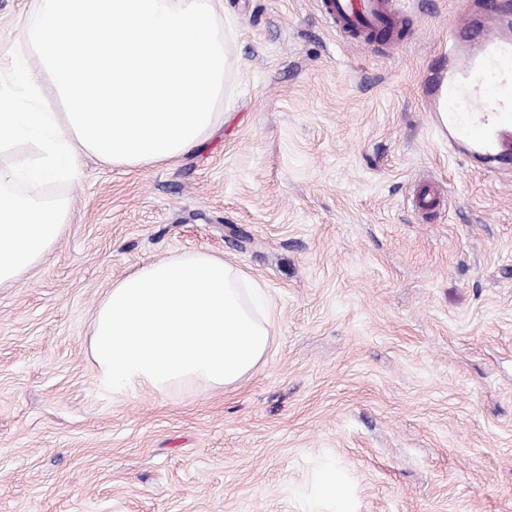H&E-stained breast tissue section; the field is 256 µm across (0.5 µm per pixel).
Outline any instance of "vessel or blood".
<instances>
[{
    "instance_id": "b4317fda",
    "label": "vessel or blood",
    "mask_w": 512,
    "mask_h": 512,
    "mask_svg": "<svg viewBox=\"0 0 512 512\" xmlns=\"http://www.w3.org/2000/svg\"><path fill=\"white\" fill-rule=\"evenodd\" d=\"M398 0H322L338 32L366 43L371 32L398 39ZM466 38L448 48V74L429 106L448 142L468 159L512 160V7L489 0L483 18L465 17Z\"/></svg>"
}]
</instances>
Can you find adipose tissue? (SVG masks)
<instances>
[{
  "label": "adipose tissue",
  "mask_w": 512,
  "mask_h": 512,
  "mask_svg": "<svg viewBox=\"0 0 512 512\" xmlns=\"http://www.w3.org/2000/svg\"><path fill=\"white\" fill-rule=\"evenodd\" d=\"M261 287L223 257L183 252L113 282L99 300L91 357L113 389L161 391L187 379L222 389L262 361Z\"/></svg>",
  "instance_id": "1"
}]
</instances>
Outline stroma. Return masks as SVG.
<instances>
[{"mask_svg":"<svg viewBox=\"0 0 512 512\" xmlns=\"http://www.w3.org/2000/svg\"><path fill=\"white\" fill-rule=\"evenodd\" d=\"M468 2L403 0L401 43L360 47L320 0H224L223 123L170 164L79 158L65 232L0 288V512H512V168L426 103ZM29 4L0 0V71ZM185 251L260 284L262 363L113 393L100 298Z\"/></svg>","mask_w":512,"mask_h":512,"instance_id":"obj_1","label":"stroma"}]
</instances>
